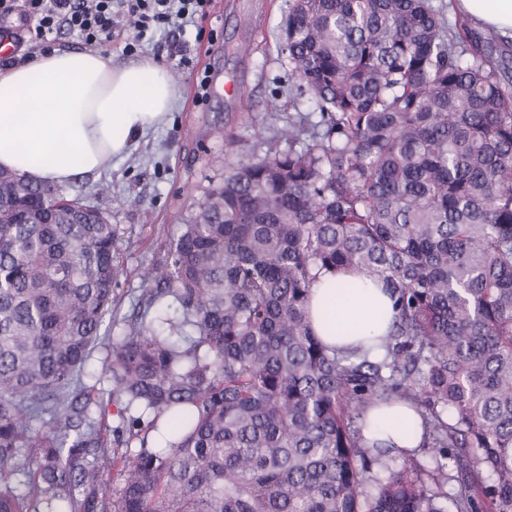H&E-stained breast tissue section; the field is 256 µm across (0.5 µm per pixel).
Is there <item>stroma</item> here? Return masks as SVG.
<instances>
[{
    "instance_id": "stroma-1",
    "label": "stroma",
    "mask_w": 512,
    "mask_h": 512,
    "mask_svg": "<svg viewBox=\"0 0 512 512\" xmlns=\"http://www.w3.org/2000/svg\"><path fill=\"white\" fill-rule=\"evenodd\" d=\"M287 14L288 0H209L180 26L140 38L119 18L122 35L101 45L116 63L164 64L181 95L167 125L149 131L111 167L63 187L110 212L117 228L122 274L112 294L113 334L132 315L146 272L165 259L170 240L193 221L207 192L232 167L287 150L283 128L306 137L319 121L290 75L283 50ZM228 82L234 94H225ZM228 137L238 143L230 154ZM101 182L110 184L111 197L96 196Z\"/></svg>"
}]
</instances>
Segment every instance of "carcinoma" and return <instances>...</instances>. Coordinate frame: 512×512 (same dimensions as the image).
<instances>
[{
  "instance_id": "carcinoma-1",
  "label": "carcinoma",
  "mask_w": 512,
  "mask_h": 512,
  "mask_svg": "<svg viewBox=\"0 0 512 512\" xmlns=\"http://www.w3.org/2000/svg\"><path fill=\"white\" fill-rule=\"evenodd\" d=\"M444 8L291 0L322 137L234 166L118 336L108 213L0 169V512H512V45ZM351 270L398 308L376 359L308 321ZM393 398L432 470L365 439Z\"/></svg>"
}]
</instances>
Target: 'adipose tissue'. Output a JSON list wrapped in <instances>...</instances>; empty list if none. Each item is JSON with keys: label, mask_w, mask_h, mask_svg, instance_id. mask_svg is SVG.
Masks as SVG:
<instances>
[{"label": "adipose tissue", "mask_w": 512, "mask_h": 512, "mask_svg": "<svg viewBox=\"0 0 512 512\" xmlns=\"http://www.w3.org/2000/svg\"><path fill=\"white\" fill-rule=\"evenodd\" d=\"M475 24L512 38V0H455ZM178 87L151 60L113 63L97 51L52 49L28 64L0 71V169L35 183L64 185L94 175L128 154L134 138L162 126ZM350 282L346 294L339 280ZM321 277L307 305L314 333L346 355L368 348L397 311L381 286L361 272ZM396 448L421 442V418L404 403L371 410L364 431Z\"/></svg>", "instance_id": "adipose-tissue-1"}]
</instances>
